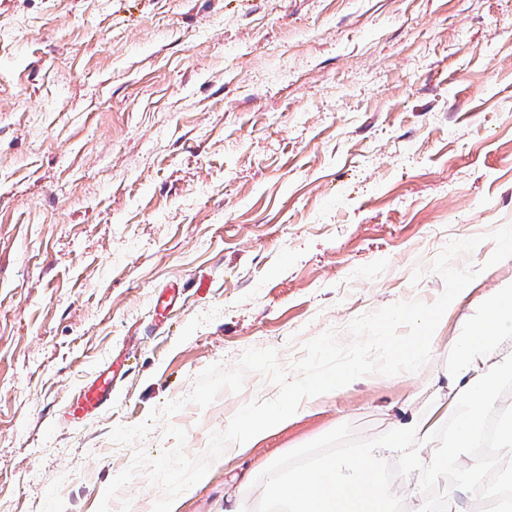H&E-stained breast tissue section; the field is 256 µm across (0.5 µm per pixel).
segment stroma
<instances>
[{
    "label": "stroma",
    "instance_id": "obj_1",
    "mask_svg": "<svg viewBox=\"0 0 512 512\" xmlns=\"http://www.w3.org/2000/svg\"><path fill=\"white\" fill-rule=\"evenodd\" d=\"M512 224V0H0V512H96L136 451L185 430L205 453L254 399L186 405L211 364L303 345L400 301L430 266L484 271L451 303L512 289L486 233ZM425 269L412 283L415 269ZM448 348L413 379L369 376L276 429L176 502L223 512L246 469L359 445L424 406ZM112 398L72 421L103 370ZM150 423L132 445L112 428ZM136 476L111 512H152Z\"/></svg>",
    "mask_w": 512,
    "mask_h": 512
}]
</instances>
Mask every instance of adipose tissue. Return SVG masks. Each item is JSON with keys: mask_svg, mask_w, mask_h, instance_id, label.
Instances as JSON below:
<instances>
[{"mask_svg": "<svg viewBox=\"0 0 512 512\" xmlns=\"http://www.w3.org/2000/svg\"><path fill=\"white\" fill-rule=\"evenodd\" d=\"M478 327L452 337V361L434 381L428 413L401 408L385 437L345 453L325 454L291 470L269 467L260 482L251 477L224 486V512H242L243 493L256 484L263 512H394L386 474L397 464L406 478L410 512H447L425 496L428 485L449 478V497L481 489L483 512H498L503 468L512 467V421L502 424L496 459L468 454L475 431L495 400L499 382L512 376V290L495 288L472 302ZM454 416L455 444L440 455L426 446L438 424Z\"/></svg>", "mask_w": 512, "mask_h": 512, "instance_id": "ef3b65f1", "label": "adipose tissue"}]
</instances>
